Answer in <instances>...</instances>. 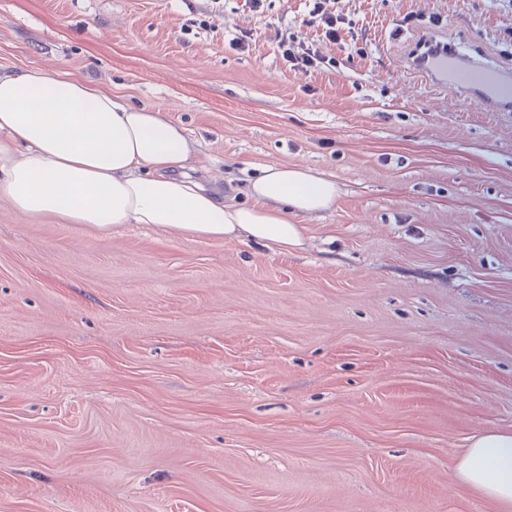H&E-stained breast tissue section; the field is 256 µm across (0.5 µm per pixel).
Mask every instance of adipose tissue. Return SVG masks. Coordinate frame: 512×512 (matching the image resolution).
<instances>
[{"label": "adipose tissue", "instance_id": "adipose-tissue-1", "mask_svg": "<svg viewBox=\"0 0 512 512\" xmlns=\"http://www.w3.org/2000/svg\"><path fill=\"white\" fill-rule=\"evenodd\" d=\"M191 154L183 126L99 85L58 70L0 72V198L21 214L102 233L150 224L285 253L303 244L297 216L336 201V183L311 169L267 166L247 187L250 205L227 204L193 176ZM457 476L512 512V432L471 435Z\"/></svg>", "mask_w": 512, "mask_h": 512}]
</instances>
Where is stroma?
<instances>
[{"label": "stroma", "instance_id": "1", "mask_svg": "<svg viewBox=\"0 0 512 512\" xmlns=\"http://www.w3.org/2000/svg\"><path fill=\"white\" fill-rule=\"evenodd\" d=\"M333 9L305 72L306 0H0L1 73L183 125L225 201L267 165L340 190L288 255L0 198V512H497L456 468L512 431V112L405 60L435 31L512 82V0ZM277 45L282 57L294 68L317 71L327 68L326 64H336L335 58L324 55L315 41L307 44L282 34Z\"/></svg>", "mask_w": 512, "mask_h": 512}]
</instances>
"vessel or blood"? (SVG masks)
<instances>
[{
  "label": "vessel or blood",
  "instance_id": "1",
  "mask_svg": "<svg viewBox=\"0 0 512 512\" xmlns=\"http://www.w3.org/2000/svg\"><path fill=\"white\" fill-rule=\"evenodd\" d=\"M445 43V38L433 33L420 36L409 57L412 72L426 79L434 89L454 86L463 103L498 111V104L487 95L498 84L496 70L480 55L463 64L456 55L434 53V46Z\"/></svg>",
  "mask_w": 512,
  "mask_h": 512
}]
</instances>
